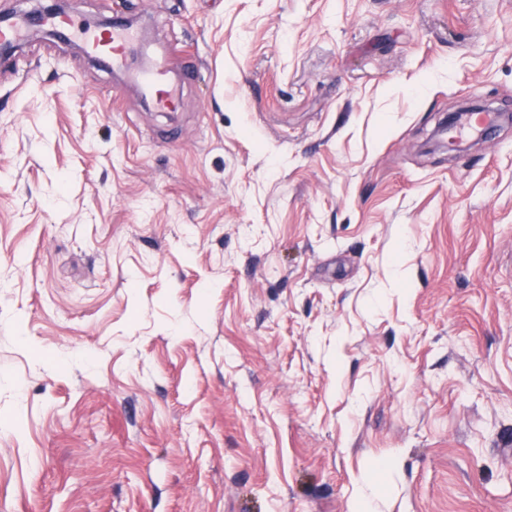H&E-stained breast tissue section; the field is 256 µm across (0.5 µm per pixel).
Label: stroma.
<instances>
[{"label": "stroma", "mask_w": 512, "mask_h": 512, "mask_svg": "<svg viewBox=\"0 0 512 512\" xmlns=\"http://www.w3.org/2000/svg\"><path fill=\"white\" fill-rule=\"evenodd\" d=\"M0 61V512H512V0H70ZM78 30L84 33L87 49L97 58L112 63V66L122 64L130 54L134 37L126 28L112 26L111 30L86 31L83 26ZM144 84L154 93L156 105L162 109H171L175 106L177 97L173 88L166 82L160 72H149L144 76Z\"/></svg>", "instance_id": "35a3bbf8"}]
</instances>
